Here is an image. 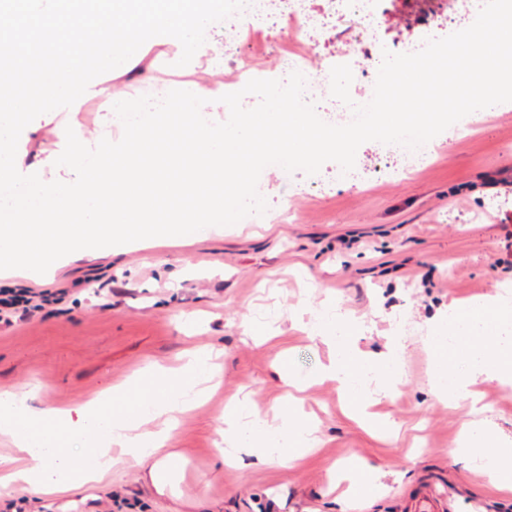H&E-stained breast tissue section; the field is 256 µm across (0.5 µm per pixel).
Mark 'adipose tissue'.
Listing matches in <instances>:
<instances>
[{"label":"adipose tissue","mask_w":512,"mask_h":512,"mask_svg":"<svg viewBox=\"0 0 512 512\" xmlns=\"http://www.w3.org/2000/svg\"><path fill=\"white\" fill-rule=\"evenodd\" d=\"M492 324L512 325V294L506 287H496L494 293L464 304H449L444 323L431 328L427 337L435 349L431 371L437 395L454 402L475 398L476 386L487 381L512 386V338L492 342L476 352L471 349L473 338L485 334ZM347 327L343 316L314 326L315 333L325 336L334 346L324 375L337 382L350 410L370 431L385 432L386 418L369 411L366 399L374 386L383 394L392 393L401 377L399 353L403 344L394 340L384 358L372 361L349 346ZM205 371L206 359L199 353L191 355L178 373L157 369L153 381L160 394L149 398L141 416L132 420L104 419L97 398L73 410L49 405L34 411L18 404L15 396H1L0 433L12 438L16 455L6 461L0 459V481L21 482L46 493H69L110 473L120 456L144 468L155 490L165 493L172 488L178 472L175 453L163 450L176 413L184 409L177 396L181 389L202 379ZM148 418L161 420V427L143 430ZM39 423L52 424L71 435L99 432V446L87 455H62L58 449L46 447L43 434L35 430ZM220 434L238 452L254 455L259 465H290L299 458L301 449L317 443L312 430L292 421L269 423L245 402L225 413ZM454 454L478 463L493 487L512 490V448L500 446L487 426L464 422Z\"/></svg>","instance_id":"1"}]
</instances>
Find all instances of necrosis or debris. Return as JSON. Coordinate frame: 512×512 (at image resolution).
I'll return each instance as SVG.
<instances>
[{"label": "necrosis or debris", "instance_id": "necrosis-or-debris-1", "mask_svg": "<svg viewBox=\"0 0 512 512\" xmlns=\"http://www.w3.org/2000/svg\"><path fill=\"white\" fill-rule=\"evenodd\" d=\"M306 2L252 0L240 15L226 20L221 40L224 79L232 84H246L259 74L253 67L255 57H266L269 68L261 73L264 78L285 79L292 71H300L306 78L305 101L314 105L323 121L344 125L353 120L354 114L350 107L338 106L331 95L330 81L321 75L319 47L338 21H349L355 33L337 50L336 61L363 73L365 60L383 54L386 15L379 0H324L321 13L316 15L308 12ZM482 4L483 0H446L442 14L426 19L421 32L402 41V52L420 50L426 39L437 37L439 32L451 34L470 26ZM257 15L270 20L287 19V39L260 35L250 23Z\"/></svg>", "mask_w": 512, "mask_h": 512}]
</instances>
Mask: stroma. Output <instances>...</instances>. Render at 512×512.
Here are the masks:
<instances>
[{"label":"stroma","mask_w":512,"mask_h":512,"mask_svg":"<svg viewBox=\"0 0 512 512\" xmlns=\"http://www.w3.org/2000/svg\"><path fill=\"white\" fill-rule=\"evenodd\" d=\"M387 43L419 30L437 0H384ZM162 83L179 89L206 80L205 61L178 66L176 47L157 36L144 44ZM77 123L96 146L120 127L105 113H58L41 124L33 148L54 150L58 128ZM296 185L281 169L263 171L261 215L214 227L197 241H135L97 258L70 256L46 273L0 274V289L64 288L60 304L29 320L0 324V394L32 408L76 407L112 387L153 392L154 366H177L190 351H211L220 369L205 402L178 414L167 451L182 456L180 497L158 494L140 467L117 462L82 492L59 496L23 484L0 485V497L25 498L24 512H103L118 491L134 512H339L349 456L379 467L380 484L351 501L349 512H404L422 483H433L445 512H512V493L498 491L458 462L468 401L448 403L429 377L426 343L450 302L512 284L504 236L512 232V102L485 108L470 132L440 137L415 174L368 182L336 179ZM292 206L293 216L280 211ZM344 314L349 341L368 357L404 337L403 375L379 410L394 425L375 435L352 418L333 382L322 379L332 345L313 336L315 323ZM310 380L293 408L315 429L317 448L289 467L225 464L217 432L224 410L248 398L276 417L290 409L283 375ZM480 419L512 441V387H478Z\"/></svg>","instance_id":"1"}]
</instances>
